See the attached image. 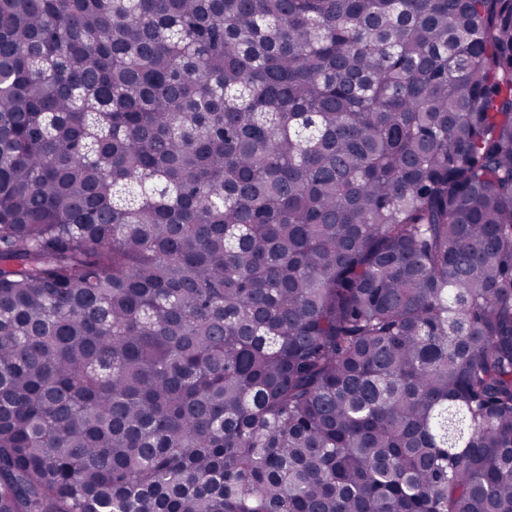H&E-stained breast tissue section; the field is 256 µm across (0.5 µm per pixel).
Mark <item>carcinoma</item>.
Segmentation results:
<instances>
[{"label":"carcinoma","mask_w":512,"mask_h":512,"mask_svg":"<svg viewBox=\"0 0 512 512\" xmlns=\"http://www.w3.org/2000/svg\"><path fill=\"white\" fill-rule=\"evenodd\" d=\"M0 512H512V0H0Z\"/></svg>","instance_id":"1"}]
</instances>
